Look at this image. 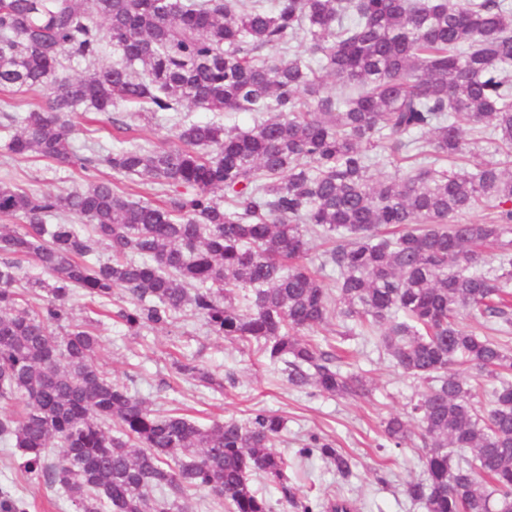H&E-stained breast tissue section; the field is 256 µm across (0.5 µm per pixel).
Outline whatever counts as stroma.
Wrapping results in <instances>:
<instances>
[{
  "mask_svg": "<svg viewBox=\"0 0 512 512\" xmlns=\"http://www.w3.org/2000/svg\"><path fill=\"white\" fill-rule=\"evenodd\" d=\"M116 118L129 126L130 137L137 141L153 146L171 142L168 114L136 112L122 106ZM1 180L26 189L77 190L84 186L86 175L77 167L0 151ZM72 320L95 321L102 337L100 365L157 408L181 409L202 424L229 417L244 419L261 408L285 421L277 452L294 456L308 437L317 433L334 440L340 451L352 457L353 473L345 480L316 457L296 468L290 479L296 494L311 488L319 493L338 492L353 501L356 512H423L402 491L408 476L422 473L415 453L421 442L414 437L403 447H388L380 426L382 419L404 412L417 384L392 366L375 340L344 343L351 352L352 370L366 375L372 386L370 397L354 400L292 387L281 372L256 363L247 346L210 335L187 311L177 314L167 327L145 329L135 336L106 316L99 304L78 296L73 300ZM188 358L223 379V389L180 375L175 364ZM0 487L25 501L28 512H75L38 477L21 472L11 449L1 446Z\"/></svg>",
  "mask_w": 512,
  "mask_h": 512,
  "instance_id": "obj_1",
  "label": "stroma"
}]
</instances>
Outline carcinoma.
<instances>
[{
	"instance_id": "1",
	"label": "carcinoma",
	"mask_w": 512,
	"mask_h": 512,
	"mask_svg": "<svg viewBox=\"0 0 512 512\" xmlns=\"http://www.w3.org/2000/svg\"><path fill=\"white\" fill-rule=\"evenodd\" d=\"M67 63L88 74L64 75ZM37 89L51 91L47 106L0 113L1 148L147 176L168 200L96 176L75 191L0 184V401L23 408L0 415V442L24 472L76 512H182L189 488L227 512H273L255 475L297 503L293 463L274 451L281 416L203 426L101 368V336L72 322V301L81 291L105 304L120 289L132 334L187 307L291 385L330 397L370 387L305 334L336 318L345 337L374 333L420 387L404 416L383 421L393 447L422 442L424 476L406 479L405 496L424 512H512L509 0H0V91ZM120 106L258 119L245 131L179 120L166 147L79 153L74 116ZM372 153L395 173L372 179ZM471 210L486 219L456 222ZM309 231L334 242L320 264L337 273L334 293L304 262ZM487 245L499 254L484 270ZM28 259L40 273L22 279ZM464 312L494 335L461 329ZM177 370L217 383L188 360ZM296 456L352 475L317 434ZM300 507L351 510L334 494ZM26 510L0 489V512Z\"/></svg>"
}]
</instances>
